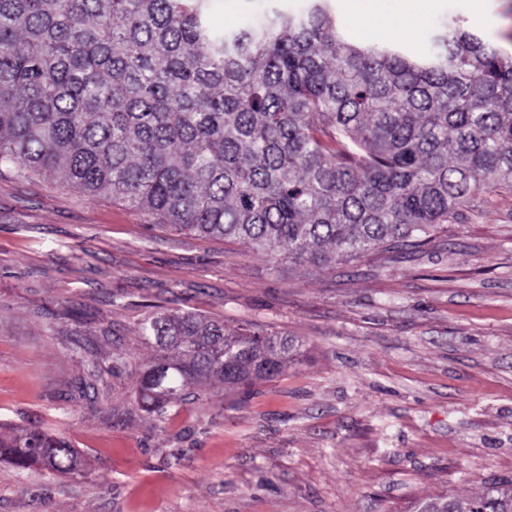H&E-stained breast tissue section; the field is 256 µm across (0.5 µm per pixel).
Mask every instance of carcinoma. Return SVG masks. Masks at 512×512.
<instances>
[{
  "label": "carcinoma",
  "mask_w": 512,
  "mask_h": 512,
  "mask_svg": "<svg viewBox=\"0 0 512 512\" xmlns=\"http://www.w3.org/2000/svg\"><path fill=\"white\" fill-rule=\"evenodd\" d=\"M212 0H0V167L106 195L161 228L331 266L416 247L484 188L512 193V53L458 18L419 58L361 43L329 0L235 29ZM138 336L140 407L162 416L190 388L224 390L302 362L295 336L153 312ZM120 351L75 390L99 396ZM19 469L74 474L82 455L41 429L0 431ZM413 512H512V480Z\"/></svg>",
  "instance_id": "cac0c4a2"
}]
</instances>
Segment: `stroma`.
I'll use <instances>...</instances> for the list:
<instances>
[{
  "label": "stroma",
  "mask_w": 512,
  "mask_h": 512,
  "mask_svg": "<svg viewBox=\"0 0 512 512\" xmlns=\"http://www.w3.org/2000/svg\"><path fill=\"white\" fill-rule=\"evenodd\" d=\"M439 0L413 36L386 18L350 36L423 54L457 16L512 52V0ZM269 0H213L232 29ZM121 306H113V297ZM249 322L307 343L305 360L163 417L135 403L147 306ZM79 320H72L71 312ZM128 368L99 400L70 398L74 341ZM0 426L38 427L88 461L75 476L0 461V512H409L512 477V194L483 189L404 253L297 267L240 244L168 231L57 178L0 173Z\"/></svg>",
  "instance_id": "stroma-1"
}]
</instances>
